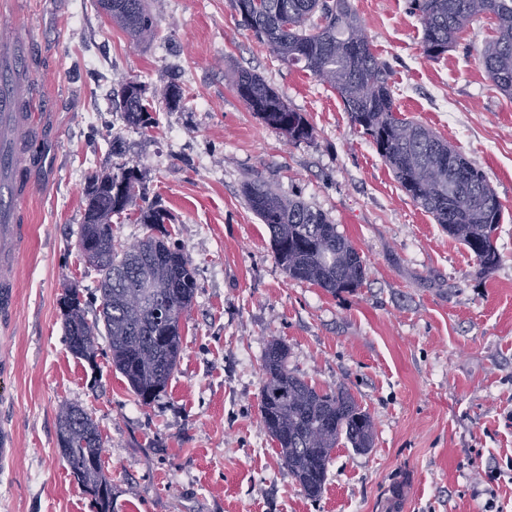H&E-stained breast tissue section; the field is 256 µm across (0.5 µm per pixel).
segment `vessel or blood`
Here are the masks:
<instances>
[{"instance_id": "b4317fda", "label": "vessel or blood", "mask_w": 512, "mask_h": 512, "mask_svg": "<svg viewBox=\"0 0 512 512\" xmlns=\"http://www.w3.org/2000/svg\"><path fill=\"white\" fill-rule=\"evenodd\" d=\"M29 50L14 38L0 40V320L8 321L15 304L16 273L26 243V230L19 222L29 194L15 178L22 162L23 135L34 130L32 113L19 111L14 82L27 70Z\"/></svg>"}]
</instances>
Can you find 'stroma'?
Returning a JSON list of instances; mask_svg holds the SVG:
<instances>
[{"mask_svg": "<svg viewBox=\"0 0 512 512\" xmlns=\"http://www.w3.org/2000/svg\"><path fill=\"white\" fill-rule=\"evenodd\" d=\"M390 70L397 113L420 122L487 175L503 205L498 265L468 249L402 190L327 84L283 65L230 0H146L157 36L134 44L97 0H0V34L30 40L27 243L12 317L0 326V512H91L56 441L61 402L79 404L105 441L114 512H512V98L481 62L491 19L473 20L440 58L422 51L411 0H350ZM261 75L314 128L292 142L225 81ZM147 88L157 125L126 126L120 91ZM184 90L171 110L170 82ZM121 137L123 153L111 152ZM125 163L189 257L198 290L165 394L141 405L109 359L67 349L58 300L98 275L77 251L88 172ZM324 213L366 266L336 295L293 280L244 185ZM320 391L346 388L371 416V448L332 452L308 498L260 416L268 341Z\"/></svg>", "mask_w": 512, "mask_h": 512, "instance_id": "obj_1", "label": "stroma"}]
</instances>
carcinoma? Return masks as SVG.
<instances>
[{
    "mask_svg": "<svg viewBox=\"0 0 512 512\" xmlns=\"http://www.w3.org/2000/svg\"><path fill=\"white\" fill-rule=\"evenodd\" d=\"M243 25L266 44L278 60L303 65L341 99L351 122L376 146L406 194L448 235L460 241L481 265L500 261L495 232L502 205L485 172L423 125L396 115L387 65L372 52L362 23L349 0H231ZM111 19L136 44L158 33L159 22L145 0H99ZM423 30L422 49L429 58L448 51L474 19L489 15L496 35L482 55L485 73L503 94L512 97V0H414ZM319 22H314V15ZM228 80L241 100L266 124L291 141L313 138L305 116L261 76L236 69ZM170 109L184 100L180 84L163 91ZM153 107L140 82L121 89V118L134 128H152ZM137 167L120 165L88 176L84 216L77 245L94 250L99 275V310L87 319L88 302L69 285L58 304L65 344L75 357L93 365L106 352L128 382L138 402L148 406L166 392L181 355V320L197 293L188 256L170 240L163 224L169 214L141 193ZM244 195L251 210L267 225L276 257L296 280L328 293L352 291L366 276L357 249L336 225L304 202L280 196L261 179L249 181ZM143 205H137V201ZM139 206L137 220L156 234L133 249L113 244L112 216ZM163 300L168 316L154 317ZM105 338L101 347L99 338ZM288 347L273 339L263 360L260 415L280 449L289 473L315 499L324 488L331 453L341 440L353 448L371 447L374 424L345 389L323 392L288 371ZM58 451L71 476L91 498L92 512H112V479L102 462L103 438L97 423L81 406L63 402L56 413Z\"/></svg>",
    "mask_w": 512,
    "mask_h": 512,
    "instance_id": "obj_1",
    "label": "carcinoma"
}]
</instances>
